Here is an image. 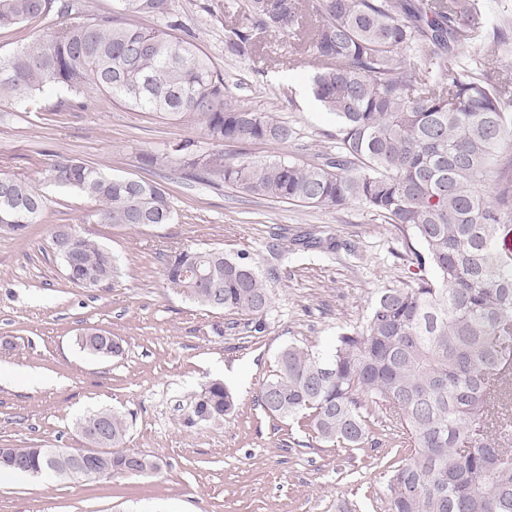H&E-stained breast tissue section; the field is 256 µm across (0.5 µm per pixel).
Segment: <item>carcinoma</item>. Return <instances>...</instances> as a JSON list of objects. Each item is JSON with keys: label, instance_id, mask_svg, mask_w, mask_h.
Segmentation results:
<instances>
[{"label": "carcinoma", "instance_id": "carcinoma-1", "mask_svg": "<svg viewBox=\"0 0 512 512\" xmlns=\"http://www.w3.org/2000/svg\"><path fill=\"white\" fill-rule=\"evenodd\" d=\"M74 0H0V30L43 19L61 21L31 43L0 55V104L23 105L48 89L100 94L134 111L195 123L216 146L201 161H185L192 141L167 159L197 181L220 182L275 201L345 208L359 204L421 244L395 253L413 280L383 289L365 326L345 333L325 352L291 344L257 402L271 415L297 422L336 448H377L368 404L398 420L397 446L406 456L392 466L388 512H512V99L490 71L462 61L459 49L480 41L491 57L512 50V16L496 25L481 0H244L250 26L232 25V52H254V32L293 31L311 15L312 92L336 115L333 149L308 162L224 159V143L288 145L293 127L269 112H253L227 95L224 76L194 42L147 28L141 17L166 18L169 0H118L116 10L66 22ZM44 180L99 203L97 224H170L175 209L158 185L110 176L68 157L53 160ZM45 196L0 173V231L23 233L38 223ZM74 286L97 288L120 273L103 245L66 224L50 234ZM290 245L336 249L311 233ZM431 269L432 275L423 274ZM171 290L204 308L247 317L260 333L272 290L249 255L183 248L162 259ZM80 348L118 356L122 344L79 337ZM235 399L212 382L194 408L200 422L233 413ZM105 417L99 468L121 475V445L129 421ZM16 472L67 474L49 448H13Z\"/></svg>", "mask_w": 512, "mask_h": 512}]
</instances>
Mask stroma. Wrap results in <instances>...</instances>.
I'll return each instance as SVG.
<instances>
[{"mask_svg": "<svg viewBox=\"0 0 512 512\" xmlns=\"http://www.w3.org/2000/svg\"><path fill=\"white\" fill-rule=\"evenodd\" d=\"M242 0H171L169 19L144 18L197 43L238 103L276 113L296 141L248 145L255 158H312L327 147L337 119L315 100L313 69L298 62L294 34H261L263 53L232 54L224 28L244 23ZM205 155L211 141L194 124L136 112L104 96L46 94L21 109L0 104V173L38 182L51 159L66 156L104 172L142 178L170 193L175 220L145 228L90 222L91 198L45 188L40 223L0 232V448H82L77 420L89 411L127 414L126 447L157 457L148 476L60 479L19 475L0 483V512H387L389 467L402 451L336 448L296 423L266 413L262 383L286 345L325 351L361 328L382 289L411 270L393 255L403 233L359 206L343 209L276 202L202 184L179 166L145 167L141 155L184 140ZM80 228L117 257L111 285H71L50 244L54 225ZM313 231L336 252L278 255L276 233ZM248 253L270 277L266 328L248 334L238 315L205 309L167 289L162 257L171 250ZM92 329L116 336L123 352L94 357L76 338ZM222 381L234 412L211 422L193 411L206 387Z\"/></svg>", "mask_w": 512, "mask_h": 512, "instance_id": "1", "label": "stroma"}]
</instances>
